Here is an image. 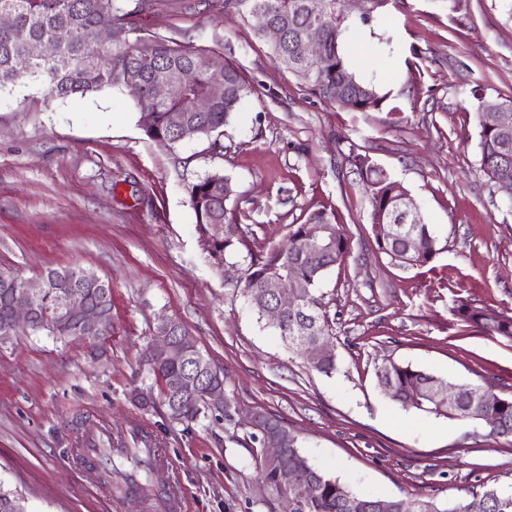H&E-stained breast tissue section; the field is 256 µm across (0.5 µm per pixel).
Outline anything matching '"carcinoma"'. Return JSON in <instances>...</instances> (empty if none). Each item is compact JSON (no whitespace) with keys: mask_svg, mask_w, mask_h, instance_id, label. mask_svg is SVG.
<instances>
[{"mask_svg":"<svg viewBox=\"0 0 512 512\" xmlns=\"http://www.w3.org/2000/svg\"><path fill=\"white\" fill-rule=\"evenodd\" d=\"M153 7L154 0H0V12L10 11L15 15L14 30L0 32V89L29 78L41 82L50 97L64 101L123 86L140 111L153 114L147 134L160 143L172 146L180 142L170 122L174 114L182 115L198 135L208 136L218 131L241 110L251 93L249 84L238 67L224 59L219 50L204 54L158 35L138 36L129 41V35L139 31L138 16ZM209 7L254 22L260 37L265 25L288 21L284 40L271 45L276 64L293 73L326 103L351 112L380 107L383 96L375 86L358 79L340 52L339 43L348 21L344 0H214ZM307 26L321 30L323 56L319 59L310 57L301 48V32ZM102 30L112 34V40L105 45L98 41ZM37 41L53 44L55 57L32 58L28 47ZM204 57L215 60L216 65L198 69L194 82L183 95L166 100L153 97L151 80L176 78ZM338 87L345 90L339 100L336 99ZM477 101L481 169L494 183L512 181V137L501 138L495 125V114L505 108V103L484 96ZM349 162L369 192L372 219L396 225L392 238L376 241L379 251L405 268L429 264L437 254V238L429 225L420 215L398 221L396 203L405 188L391 180L366 155L352 152ZM232 194L229 178L219 173L189 187L200 246L217 266L223 265L228 251L244 244L242 226L226 223V203ZM317 229L320 233L316 247L305 240V235ZM413 238L419 242L420 249L408 248ZM348 250V238L335 215L317 210L309 214L306 223L292 230L285 245L258 258L250 257L242 294L257 313L265 304L262 288L265 280L290 275L307 285L297 303L288 307L282 323L276 326L278 336L292 352L299 353L305 345L333 335L316 286L326 271L343 261ZM82 271L84 268L79 266H64L49 268L46 274L64 286L68 278ZM15 279L16 275L11 273L0 278V326L10 317ZM81 285L88 302L99 308L101 314L100 328L86 338L93 343L103 342L112 335V288L101 287L97 278H86ZM457 315L468 326L474 325L489 336L512 342V316L492 314L470 302L461 304ZM171 335L175 336L176 353L160 360L148 357L146 362L159 383L166 418L171 423L189 425L209 408L204 397L205 385L224 383V375L213 367L183 324L176 323ZM191 374L199 378L197 392L178 396L182 382ZM377 378L380 385L392 386L391 399L406 410L449 421L480 422L490 416L500 423L496 436H512V399L481 397L474 394L475 387L471 386L462 391L458 404L450 409L439 396V390L449 381L433 373L388 361L378 369ZM261 418L265 431L280 437L288 455L280 461H271L261 451L254 454L257 479L269 494L294 498L296 512H348L347 502L351 499L359 502L360 512H381L383 503L398 506L404 501L409 512H512V493L505 494L494 487L470 490L446 503L406 501L355 491L312 464L302 451L298 435L276 416L263 414ZM123 460L129 469L121 470L114 464L107 469L120 477L115 490L126 494L134 485L141 495H149L152 467L147 451L133 448Z\"/></svg>","mask_w":512,"mask_h":512,"instance_id":"cac0c4a2","label":"carcinoma"}]
</instances>
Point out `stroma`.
Segmentation results:
<instances>
[{
	"label": "stroma",
	"mask_w": 512,
	"mask_h": 512,
	"mask_svg": "<svg viewBox=\"0 0 512 512\" xmlns=\"http://www.w3.org/2000/svg\"><path fill=\"white\" fill-rule=\"evenodd\" d=\"M343 42L357 74L387 95L349 112L322 101L271 56L270 39L205 8L156 0L142 31L223 51L252 88L223 128L175 146L148 136L128 90L54 100L28 83L0 91V270L26 280L51 267L93 269L112 286V336L87 341L21 333L0 343V483L25 512H152L115 499L110 479L73 455L87 427L148 423L166 452L155 484L177 488L184 512H285L262 490L250 413L268 412L304 452L354 490L455 500L512 493V438L482 423L423 418L380 387L388 360L512 398V343L467 327L471 302L512 315V197L480 168L476 95L512 101V0H351ZM400 182L438 239L431 263L404 268L379 252L372 207L349 153ZM229 176L227 208L246 249L215 266L200 246L189 188ZM333 213L349 240L321 280L337 370L326 376L288 350L240 293L249 254L286 243L305 213ZM181 321L241 409L185 426L134 390L161 317Z\"/></svg>",
	"instance_id": "1"
}]
</instances>
